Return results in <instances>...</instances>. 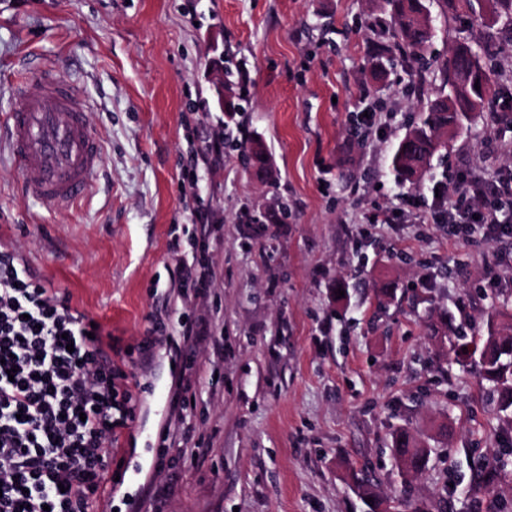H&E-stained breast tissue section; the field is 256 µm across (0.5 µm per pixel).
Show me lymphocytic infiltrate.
I'll return each mask as SVG.
<instances>
[{
	"instance_id": "lymphocytic-infiltrate-1",
	"label": "lymphocytic infiltrate",
	"mask_w": 512,
	"mask_h": 512,
	"mask_svg": "<svg viewBox=\"0 0 512 512\" xmlns=\"http://www.w3.org/2000/svg\"><path fill=\"white\" fill-rule=\"evenodd\" d=\"M438 189V196L411 195L403 204L447 222L452 237L479 228L487 237L512 238V225L500 218L501 211L512 212L511 169L491 180L459 170ZM168 251L181 287L207 299L213 269L189 262L178 234H171ZM178 326L189 351L171 399L180 414L196 383L207 324L185 311ZM174 336L155 321L136 347L113 344L68 293L19 251L0 246V512H91L108 497L114 445L138 403L116 360L170 345Z\"/></svg>"
}]
</instances>
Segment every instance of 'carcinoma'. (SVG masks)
Returning <instances> with one entry per match:
<instances>
[{"label":"carcinoma","mask_w":512,"mask_h":512,"mask_svg":"<svg viewBox=\"0 0 512 512\" xmlns=\"http://www.w3.org/2000/svg\"><path fill=\"white\" fill-rule=\"evenodd\" d=\"M492 16L503 21L512 32V0H488ZM444 12L466 14L475 9L474 0H437ZM379 8L389 17L393 46L374 50L370 73L377 82L386 81L397 62L396 51L417 65L427 63V55L435 37L434 19L428 0H380ZM486 48H473L466 42L457 43L440 68L442 88L428 100L406 129L392 157V168L398 178L418 185L432 169L434 159L446 151L448 139L462 134L481 118L494 95V78L504 70L488 67ZM480 89H475V86ZM243 111L241 97L231 83H224V115L231 118ZM244 168L262 182H270L275 172L263 141L256 138L240 146ZM433 334L448 341V353L462 366L475 372L481 386L496 398L497 410L512 413V313L506 322L490 320L471 328V334L450 333V328H434ZM476 341L473 352L464 350L467 343ZM391 451L399 472L404 477L423 473L429 452L407 428L398 429L392 436ZM482 488L497 492L499 474L487 464L477 471ZM355 487L361 498L373 499L370 512H424V508L407 499L382 500L375 484L365 477H356Z\"/></svg>","instance_id":"cac0c4a2"}]
</instances>
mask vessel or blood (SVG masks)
Segmentation results:
<instances>
[{
	"mask_svg": "<svg viewBox=\"0 0 512 512\" xmlns=\"http://www.w3.org/2000/svg\"><path fill=\"white\" fill-rule=\"evenodd\" d=\"M23 198L70 211L95 189L103 146L81 86L47 68L16 77L11 108L0 120Z\"/></svg>",
	"mask_w": 512,
	"mask_h": 512,
	"instance_id": "1",
	"label": "vessel or blood"
}]
</instances>
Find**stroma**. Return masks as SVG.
<instances>
[{
    "mask_svg": "<svg viewBox=\"0 0 512 512\" xmlns=\"http://www.w3.org/2000/svg\"><path fill=\"white\" fill-rule=\"evenodd\" d=\"M432 15L437 60L458 41H491L512 64L502 24L479 12ZM387 22L374 0H0V117L17 71L39 59L82 84L105 146L96 190L71 212L21 199L0 149V243L123 344L136 345L150 319L168 324L191 307L215 332L187 409L198 453L170 449L164 512H365L351 488L362 470L384 497L429 512H512V456L501 452L512 422L423 323L428 311L457 328L496 316L512 294V240L454 238L401 212L407 190L391 159L440 76L401 63L387 86L369 80L375 45L391 40ZM219 61L246 92L229 123L205 79V63ZM505 127L484 119L449 141L422 193L454 169L492 178L512 168V150L492 147ZM253 134L273 183L236 160L235 145ZM218 137L221 163L190 167ZM280 200L288 222L263 223ZM378 210L390 223H368ZM174 227L187 257L219 269L207 300L175 284ZM340 280L349 295L339 302ZM382 280L398 288L391 302L377 296ZM177 362L165 348L124 361L139 392L119 439L124 461L160 447L170 405L152 385L173 395ZM401 426L430 450L408 483L388 450ZM486 461L503 475L492 497L473 482ZM150 475L115 484L110 512H153Z\"/></svg>",
    "mask_w": 512,
    "mask_h": 512,
    "instance_id": "35a3bbf8",
    "label": "stroma"
}]
</instances>
